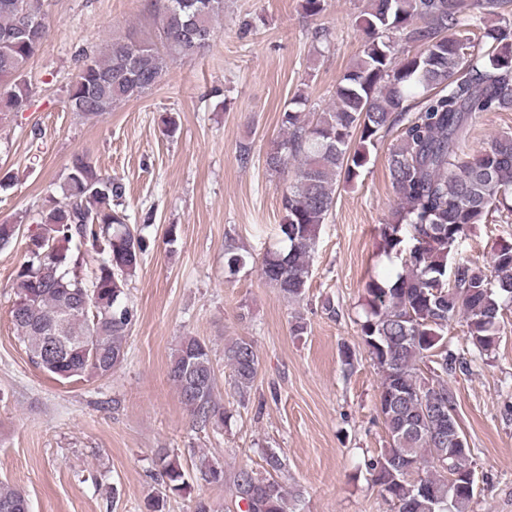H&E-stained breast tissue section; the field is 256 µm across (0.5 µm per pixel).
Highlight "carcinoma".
<instances>
[{
	"instance_id": "obj_1",
	"label": "carcinoma",
	"mask_w": 512,
	"mask_h": 512,
	"mask_svg": "<svg viewBox=\"0 0 512 512\" xmlns=\"http://www.w3.org/2000/svg\"><path fill=\"white\" fill-rule=\"evenodd\" d=\"M154 36L114 35L95 56L78 55L67 105L98 117L155 88L169 64L191 62L209 44L224 0H148ZM363 49L336 86L332 104L312 118L281 115L283 136L265 167L288 177L278 225L282 246L267 251L262 278L288 300L305 298L311 254L331 214L339 181H358L373 150L391 130L398 142L387 166L397 195L394 221L380 228V249L401 260L390 280L365 286L360 336L380 374L378 411L389 441L366 469L393 512H471L476 487L451 480L448 410H456L447 377L467 369L448 347V326L461 317L479 355L496 349L504 311L512 307V243L494 247L487 267L455 257L468 227L501 208L512 213V133L475 153L464 150L471 126L489 112H512V0H368ZM483 29L484 43L473 30ZM51 31L45 0H0V115L29 101L26 70ZM417 48L403 58L395 45ZM62 201L30 217L25 259L16 272L11 318L30 361L57 380L102 379L123 363L136 310L128 293L144 253L143 229L127 224L123 184L91 158L71 156ZM22 221L0 224V250L12 246ZM97 255L90 273L85 254ZM247 263L233 240L224 266ZM62 324L66 341L47 348L48 329ZM224 363L245 400L259 369L253 344L224 346ZM169 376L196 421H224L210 349L194 336L179 342ZM265 467L240 468L235 497L246 512H295L280 480V456ZM161 490L145 504L164 512L167 499L190 489L177 456L156 459ZM196 479L224 483V469L203 459ZM25 495L0 484V512H21Z\"/></svg>"
}]
</instances>
